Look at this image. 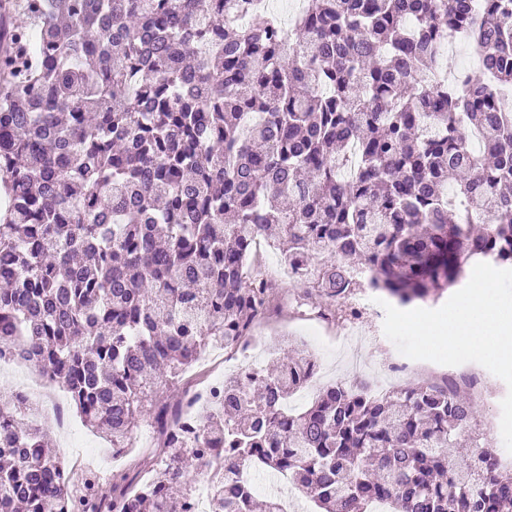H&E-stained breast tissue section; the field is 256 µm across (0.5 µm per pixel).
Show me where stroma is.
I'll return each instance as SVG.
<instances>
[{"instance_id": "stroma-1", "label": "stroma", "mask_w": 512, "mask_h": 512, "mask_svg": "<svg viewBox=\"0 0 512 512\" xmlns=\"http://www.w3.org/2000/svg\"><path fill=\"white\" fill-rule=\"evenodd\" d=\"M302 290L298 283L281 281L277 290L283 305L276 310L268 324L260 328L261 351L257 357L259 366L271 364L275 352L282 345L307 350L317 361V374L312 378V391L342 379H350L351 373L346 362V352L336 342L337 330L354 327L357 338L353 347L367 365L366 379L377 381L383 377L387 360L399 358L395 345L383 333L384 311L376 304V292L368 288L357 289L338 312L333 329H325L316 319L318 299H309L305 315H296L294 304ZM474 372L481 380V391L474 396V428L482 436L481 446L488 450L502 447L499 433L501 414L500 403L507 394V386L481 365H474ZM42 428L50 438L57 455L62 458L71 472L75 489H82L89 477H96V491L99 497L112 494V475L120 471H139L150 476L158 469L163 454L150 424L149 418H141L131 438L132 446L126 456L112 455L111 444L97 446L92 454L79 453L72 447L67 433L51 422H43Z\"/></svg>"}]
</instances>
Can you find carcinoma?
<instances>
[{
    "instance_id": "obj_1",
    "label": "carcinoma",
    "mask_w": 512,
    "mask_h": 512,
    "mask_svg": "<svg viewBox=\"0 0 512 512\" xmlns=\"http://www.w3.org/2000/svg\"><path fill=\"white\" fill-rule=\"evenodd\" d=\"M41 0L0 51V348L126 448L207 347L248 335L276 284L245 276L274 231L316 264L329 310L369 285L438 300L473 261L512 265V0H304L291 26L255 0ZM39 26L30 63L13 31ZM483 77H438L448 31ZM224 380L158 476L71 489L27 400L0 403V512H180L223 469L211 512H254L240 470L288 474L319 512H512V474L472 435L465 377L375 394L368 380L286 400L315 362Z\"/></svg>"
}]
</instances>
